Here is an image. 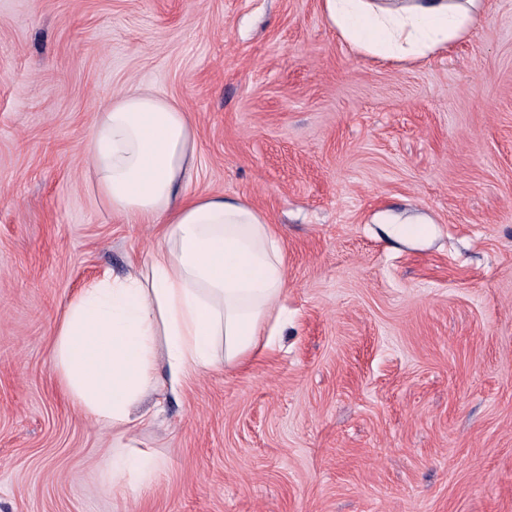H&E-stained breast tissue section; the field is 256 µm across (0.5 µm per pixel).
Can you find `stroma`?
<instances>
[{
	"label": "stroma",
	"instance_id": "stroma-1",
	"mask_svg": "<svg viewBox=\"0 0 512 512\" xmlns=\"http://www.w3.org/2000/svg\"><path fill=\"white\" fill-rule=\"evenodd\" d=\"M448 53L353 54L320 0H0V512H512V0ZM133 86L197 130V191L283 237L282 347L190 378L139 448L60 392L81 288L155 242L82 149ZM420 220L398 241L388 224Z\"/></svg>",
	"mask_w": 512,
	"mask_h": 512
}]
</instances>
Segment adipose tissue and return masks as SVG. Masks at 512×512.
Here are the masks:
<instances>
[{"instance_id": "obj_1", "label": "adipose tissue", "mask_w": 512, "mask_h": 512, "mask_svg": "<svg viewBox=\"0 0 512 512\" xmlns=\"http://www.w3.org/2000/svg\"><path fill=\"white\" fill-rule=\"evenodd\" d=\"M321 8L351 50L383 60L447 51L482 20L481 0H321ZM84 157L113 216L160 227L146 262L82 288L55 331L59 384L111 430L106 480L127 502L161 469L136 433L167 395L276 347L287 325L285 255L279 230L251 203L194 190L196 130L173 100L138 87L113 97Z\"/></svg>"}]
</instances>
